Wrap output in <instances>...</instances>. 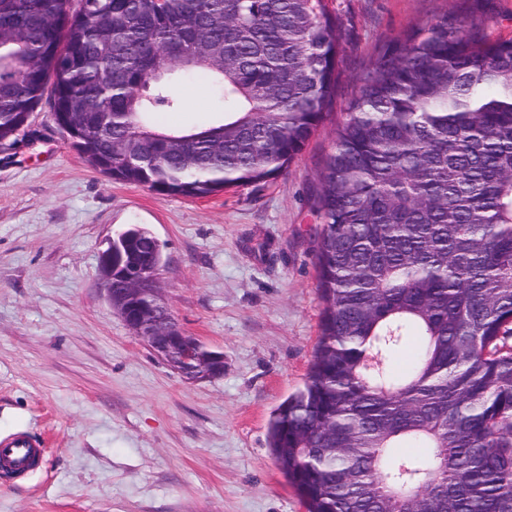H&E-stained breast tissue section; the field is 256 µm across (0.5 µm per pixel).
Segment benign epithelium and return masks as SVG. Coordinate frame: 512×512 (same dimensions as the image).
I'll list each match as a JSON object with an SVG mask.
<instances>
[{
    "label": "benign epithelium",
    "instance_id": "obj_1",
    "mask_svg": "<svg viewBox=\"0 0 512 512\" xmlns=\"http://www.w3.org/2000/svg\"><path fill=\"white\" fill-rule=\"evenodd\" d=\"M116 269L112 267V248L102 252L100 274L107 296H112V277ZM124 281L131 285V291L138 297L149 295L154 303L151 310L133 303L126 309H118V314L132 330L142 338L149 349L170 368L180 374L188 382L218 378L224 375V352L212 351L216 363L212 364L202 358L201 348L205 344L197 337L187 334L179 325L164 328L154 320L157 310L166 308L159 296L160 266L144 265L125 270L121 273Z\"/></svg>",
    "mask_w": 512,
    "mask_h": 512
}]
</instances>
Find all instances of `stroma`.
<instances>
[{
    "label": "stroma",
    "mask_w": 512,
    "mask_h": 512,
    "mask_svg": "<svg viewBox=\"0 0 512 512\" xmlns=\"http://www.w3.org/2000/svg\"><path fill=\"white\" fill-rule=\"evenodd\" d=\"M344 21L352 94L378 50L453 0H329ZM161 119L192 128L223 100L188 79ZM0 147V433L42 438L29 474L0 475V512H305L269 448L274 410L302 386L320 334L316 207L330 127L271 183L206 198L112 180L57 130ZM162 249L179 326L223 351L221 378L190 383L107 300L100 255L128 225Z\"/></svg>",
    "instance_id": "1"
}]
</instances>
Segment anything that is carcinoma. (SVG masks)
I'll list each match as a JSON object with an SVG mask.
<instances>
[{"mask_svg": "<svg viewBox=\"0 0 512 512\" xmlns=\"http://www.w3.org/2000/svg\"><path fill=\"white\" fill-rule=\"evenodd\" d=\"M80 2L0 0V144L48 93L112 179L202 198L274 180L333 123L320 336L269 423L306 512H512V38L484 31L489 0L381 47L336 120L327 0ZM186 77L222 92L223 118L163 129ZM161 260L131 226L122 266Z\"/></svg>", "mask_w": 512, "mask_h": 512, "instance_id": "carcinoma-1", "label": "carcinoma"}]
</instances>
